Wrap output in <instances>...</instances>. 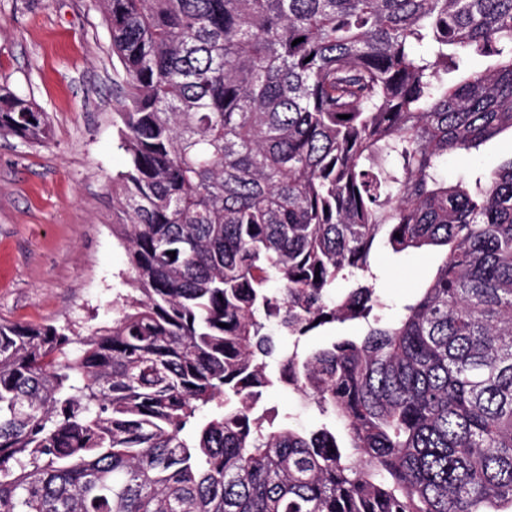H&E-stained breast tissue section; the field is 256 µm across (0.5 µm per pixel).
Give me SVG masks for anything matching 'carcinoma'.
Here are the masks:
<instances>
[{"instance_id":"obj_1","label":"carcinoma","mask_w":512,"mask_h":512,"mask_svg":"<svg viewBox=\"0 0 512 512\" xmlns=\"http://www.w3.org/2000/svg\"><path fill=\"white\" fill-rule=\"evenodd\" d=\"M101 3L130 288L0 322V512H512V157L442 176L512 133V0ZM0 135L47 116L1 85ZM378 244L445 253L393 322ZM361 332V327L355 323L336 324V326L334 325V328L328 333L324 332L322 329L313 332L312 336L307 337L306 346L311 348L322 345L323 343L330 339V336L327 335H336V337L358 336L361 334ZM264 404L268 408H274L279 413V419L292 416L295 424L306 431L316 429L324 423L330 424V419L322 416L314 404L288 393V390H270L264 397Z\"/></svg>"}]
</instances>
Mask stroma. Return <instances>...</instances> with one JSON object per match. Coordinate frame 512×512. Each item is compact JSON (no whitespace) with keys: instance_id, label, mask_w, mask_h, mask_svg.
Masks as SVG:
<instances>
[{"instance_id":"obj_1","label":"stroma","mask_w":512,"mask_h":512,"mask_svg":"<svg viewBox=\"0 0 512 512\" xmlns=\"http://www.w3.org/2000/svg\"><path fill=\"white\" fill-rule=\"evenodd\" d=\"M122 80L99 0H0V85L36 103L50 122L39 144L0 136V320L83 333L111 322L127 267L112 234V178L127 163L116 113ZM511 155L512 136L504 134L449 156L448 176ZM442 260L436 248L379 252L376 288L386 316L399 315ZM264 404L307 431L326 421L283 389L270 390Z\"/></svg>"}]
</instances>
